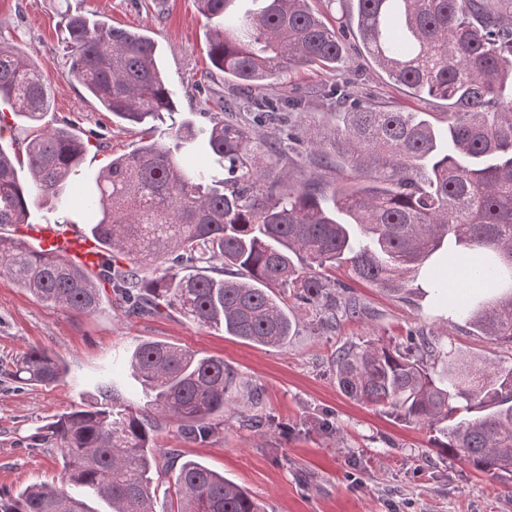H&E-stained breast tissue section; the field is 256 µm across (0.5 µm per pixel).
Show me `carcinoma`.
<instances>
[{"label":"carcinoma","instance_id":"obj_1","mask_svg":"<svg viewBox=\"0 0 512 512\" xmlns=\"http://www.w3.org/2000/svg\"><path fill=\"white\" fill-rule=\"evenodd\" d=\"M195 0L209 23L207 55L224 77L261 90L285 73L330 67L347 49L309 0ZM342 17L356 22L360 44L394 83L416 97L448 102L446 112H409L386 101L355 102L322 138L301 137L286 96L224 104L209 126H171L112 158L85 206L106 262L95 276L0 233V274L35 301L93 314L100 283L130 316L171 308L196 324L262 346L280 347L297 320L289 294L315 311L324 329L362 319L351 288L330 279L347 267L356 281L410 294L436 256L464 264V280L482 292L455 298L449 279L430 287L482 336L512 348V0H348ZM63 42L71 76L112 116L158 128L177 111L158 64L154 39L67 14ZM35 128L26 138L30 179L20 158L0 146V230L28 223L38 199L62 203L60 190L81 165L87 144L65 128L41 129L48 87L31 57L0 41V104ZM247 108L276 125L261 137L237 116ZM292 145L309 168L297 177L268 172ZM204 156L224 177L187 167ZM347 169L327 183L319 171ZM153 268L152 276L143 274ZM403 349L370 339L336 349V385L372 406L446 438L442 447L474 468L512 473V364L465 362L441 353L424 335ZM447 357L437 371L430 360ZM150 405L92 400L35 434L58 448L62 470L53 485L34 483L0 493V512H157L152 484L155 415L205 441L224 424L236 386L224 359L171 342L138 343L128 362ZM123 369L107 371L97 390L113 394ZM64 360L32 347L13 362L10 379L49 386ZM176 502L163 512H266L244 487L195 461L173 475Z\"/></svg>","mask_w":512,"mask_h":512}]
</instances>
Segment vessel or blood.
<instances>
[{
	"mask_svg": "<svg viewBox=\"0 0 512 512\" xmlns=\"http://www.w3.org/2000/svg\"><path fill=\"white\" fill-rule=\"evenodd\" d=\"M22 235L41 252L62 256L84 271H99L104 264V252L98 240L76 225L27 224L22 228Z\"/></svg>",
	"mask_w": 512,
	"mask_h": 512,
	"instance_id": "vessel-or-blood-1",
	"label": "vessel or blood"
}]
</instances>
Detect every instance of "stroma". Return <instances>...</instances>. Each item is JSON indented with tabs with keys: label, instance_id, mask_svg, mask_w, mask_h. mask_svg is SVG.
I'll return each mask as SVG.
<instances>
[{
	"label": "stroma",
	"instance_id": "35a3bbf8",
	"mask_svg": "<svg viewBox=\"0 0 512 512\" xmlns=\"http://www.w3.org/2000/svg\"><path fill=\"white\" fill-rule=\"evenodd\" d=\"M75 7L109 25L146 31L161 46L163 71L178 94L176 121L209 125L224 116L219 97L245 95L213 70L208 25L194 0H0V40L33 53L46 79L51 104L45 124L67 125L88 143L78 174L64 189V205L36 202L30 216L35 224L86 226L81 203L95 177L143 138L141 128L118 122L71 77L61 29L65 11ZM336 84L355 101L386 100L416 112L448 109L440 100L406 96L352 46L336 70L296 69L276 90L305 99L308 114L298 128L321 135L336 122V102L315 90ZM353 288L367 311L362 320L326 332L314 311L292 302L296 333L282 347L269 348L201 327L172 310L129 318L108 298L92 315L50 308L0 276V490L56 482L61 458L55 445L35 440L38 428L94 397V382L122 363L136 343L164 340L224 360L236 376V414L203 442L185 438L170 419L159 418L153 436L164 451L154 483L158 504L169 505L175 497L171 468L196 460L259 497L267 512H512V475L480 472L436 448L426 429L350 400L338 390L332 367L344 343L381 338L397 345L419 329L438 348L467 361L506 363L512 348L449 319L427 287L405 300L358 282ZM34 346L65 360L62 380L25 386L7 377L15 357ZM251 388L260 389V404L248 399ZM257 412L272 419L265 431L240 424V417ZM326 419L333 432L321 430Z\"/></svg>",
	"mask_w": 512,
	"mask_h": 512
}]
</instances>
